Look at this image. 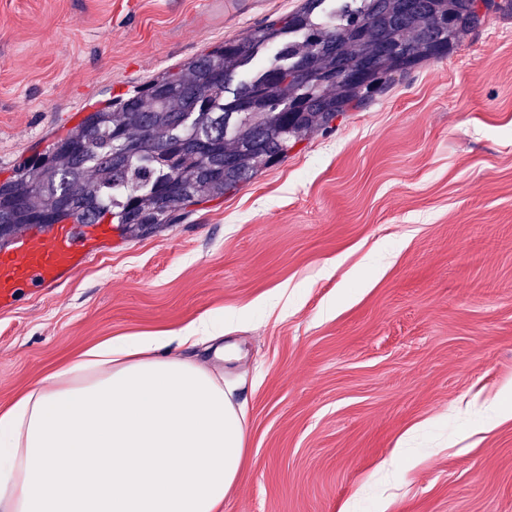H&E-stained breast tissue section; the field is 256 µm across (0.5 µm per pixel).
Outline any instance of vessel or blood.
<instances>
[{
	"instance_id": "vessel-or-blood-1",
	"label": "vessel or blood",
	"mask_w": 512,
	"mask_h": 512,
	"mask_svg": "<svg viewBox=\"0 0 512 512\" xmlns=\"http://www.w3.org/2000/svg\"><path fill=\"white\" fill-rule=\"evenodd\" d=\"M270 0H236L225 14L226 26L259 11ZM108 224L86 229L63 221L36 229L0 249V310L14 306L22 293L32 294L56 285L63 274L93 258L100 243L111 237Z\"/></svg>"
}]
</instances>
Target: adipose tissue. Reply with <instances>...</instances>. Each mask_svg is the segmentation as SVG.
<instances>
[{"mask_svg": "<svg viewBox=\"0 0 512 512\" xmlns=\"http://www.w3.org/2000/svg\"><path fill=\"white\" fill-rule=\"evenodd\" d=\"M201 330L111 340L0 412V512H222L246 431L224 382L172 353Z\"/></svg>", "mask_w": 512, "mask_h": 512, "instance_id": "adipose-tissue-1", "label": "adipose tissue"}]
</instances>
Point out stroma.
Instances as JSON below:
<instances>
[{"label":"stroma","instance_id":"1","mask_svg":"<svg viewBox=\"0 0 512 512\" xmlns=\"http://www.w3.org/2000/svg\"><path fill=\"white\" fill-rule=\"evenodd\" d=\"M301 0H0V181L97 103ZM187 353L244 405L224 512H512V14L237 191L0 311V410L115 338ZM270 0H238L234 2V7L225 14V27H233L237 21L246 17L252 12H258L264 5L270 4Z\"/></svg>","mask_w":512,"mask_h":512}]
</instances>
